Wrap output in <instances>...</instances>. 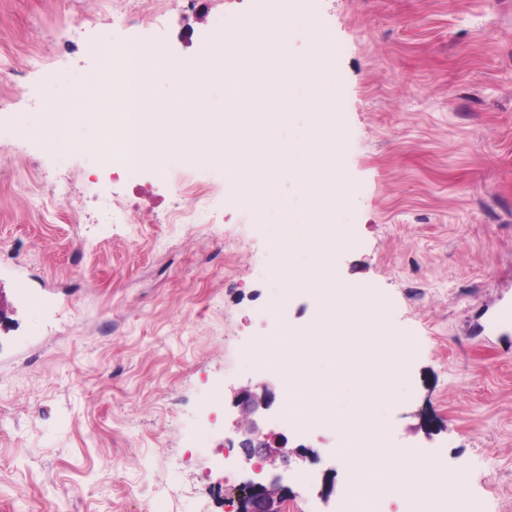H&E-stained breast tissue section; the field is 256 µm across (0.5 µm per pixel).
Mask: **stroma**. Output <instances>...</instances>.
Masks as SVG:
<instances>
[{
    "label": "stroma",
    "instance_id": "35a3bbf8",
    "mask_svg": "<svg viewBox=\"0 0 512 512\" xmlns=\"http://www.w3.org/2000/svg\"><path fill=\"white\" fill-rule=\"evenodd\" d=\"M288 40L317 31L335 53L342 173L336 215L350 242L337 280L362 282L383 334L408 341L385 405L383 448H412L465 475L448 512H512V0H287ZM266 0H0V512H224L252 477L238 460L200 476L201 458L239 443L246 387L278 369L246 354L271 326L288 258L277 206L257 215L218 161L106 163L91 130L56 144L19 131L52 121L56 76L110 68L102 45L145 44L172 62L215 54ZM76 179L60 196L56 179ZM197 199L193 218L181 211ZM322 313L294 290L299 331ZM276 462L284 512H337L348 491L345 424L287 425Z\"/></svg>",
    "mask_w": 512,
    "mask_h": 512
}]
</instances>
